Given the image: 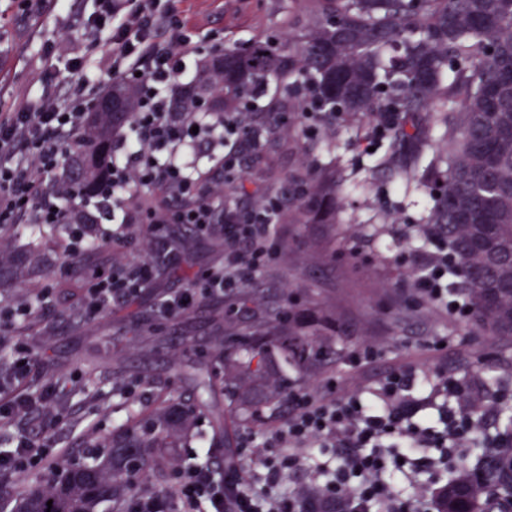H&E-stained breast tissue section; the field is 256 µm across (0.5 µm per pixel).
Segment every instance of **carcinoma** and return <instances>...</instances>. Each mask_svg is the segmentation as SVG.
Here are the masks:
<instances>
[{
  "mask_svg": "<svg viewBox=\"0 0 512 512\" xmlns=\"http://www.w3.org/2000/svg\"><path fill=\"white\" fill-rule=\"evenodd\" d=\"M271 35L208 57L190 82L173 83L169 111L237 116L252 153L300 150L301 168L281 185L230 186L224 203L279 201L278 221L336 223V165L315 161L311 128L289 132L301 115L330 130L367 121L363 136L388 142L375 167L425 193V238L448 256V293L490 336H512V0H292ZM118 109L95 105L79 125L59 177L68 224H90L87 207L109 176L113 135L137 116L138 89L114 78L103 92ZM35 250L0 261V286L43 278ZM222 370L187 373L190 393H160L146 414L106 437H82L19 497L0 496V512H139L191 459L189 436L208 420L213 447L231 452L233 416L212 411L217 390L235 387L255 419L284 397L288 373L307 370L321 346L295 317L271 311L242 335L233 353L215 345ZM500 427L476 439L470 462L449 468L435 490L438 512H512V396L497 397ZM52 506H47V502Z\"/></svg>",
  "mask_w": 512,
  "mask_h": 512,
  "instance_id": "obj_1",
  "label": "carcinoma"
}]
</instances>
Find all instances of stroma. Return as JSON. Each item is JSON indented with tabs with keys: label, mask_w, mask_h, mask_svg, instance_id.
I'll return each mask as SVG.
<instances>
[{
	"label": "stroma",
	"mask_w": 512,
	"mask_h": 512,
	"mask_svg": "<svg viewBox=\"0 0 512 512\" xmlns=\"http://www.w3.org/2000/svg\"><path fill=\"white\" fill-rule=\"evenodd\" d=\"M288 3L173 0L172 6L186 30L209 52L247 44ZM94 10V0H78L68 12L36 8L33 0H0V113L14 111L23 99L45 89H59L70 59L84 58L92 67L105 69L112 46L89 40ZM335 139L336 179L343 198L335 223L280 225L285 257L259 275L250 287L249 310L238 315H230L224 299L207 298L177 320L162 322L154 316L164 291L188 287L192 275L219 260L221 240L196 238L190 260L163 273L134 304L91 319L79 314L85 285L79 267L93 264L111 270V245L84 253L78 268L64 275L60 269L70 260L65 231L39 241L53 264L51 273L39 285L18 281L0 292V302L36 301L40 295L45 301L5 338L31 348L40 361L36 377L43 383L73 378L82 382L93 374L107 394L95 403L83 393L73 394L79 410L54 432L58 448L71 447L87 423L108 433L126 421V412L108 397L115 386H135L133 403L140 411L157 390L178 398L184 391L176 372L179 363L210 361L213 336L234 335L267 306L282 302L295 313L332 316L346 353H353L364 340L377 341L383 356L368 369L375 378L413 357L415 345L428 336L448 339L446 350L422 359L431 373L448 366L454 368L455 379L466 378V370L456 365L463 354L483 368L512 373V340L487 335L465 317L445 315L413 300L406 273L424 250L417 234L420 208L403 198L393 179L374 173V161L386 151V144L354 142L348 127L338 128Z\"/></svg>",
	"instance_id": "obj_1"
}]
</instances>
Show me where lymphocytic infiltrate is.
Listing matches in <instances>:
<instances>
[{
  "label": "lymphocytic infiltrate",
  "instance_id": "f902f5d3",
  "mask_svg": "<svg viewBox=\"0 0 512 512\" xmlns=\"http://www.w3.org/2000/svg\"><path fill=\"white\" fill-rule=\"evenodd\" d=\"M94 18L95 35L112 45L106 76L89 74L82 60H71L65 67L63 93L47 91L23 100L15 111L0 114V228L35 221L62 223L64 212L58 201L63 191L53 181L62 164V146L76 134L105 78L135 79L140 109L112 155L104 194L112 205L113 227L102 240L119 247L138 235L144 254L136 261H115L110 276L86 289L82 309L95 315L132 300L155 279L158 265L176 256L171 237L176 224L192 225L200 233L223 234L224 260L198 274L196 287L164 295L158 316L175 319L209 296L237 297L259 272L283 256L274 211L258 214L210 199L188 210L172 198L140 211L130 205L129 190L136 183L154 188L177 183L193 189L194 181L178 155L197 137L206 139L212 152L223 159L225 172L239 170L246 128L228 117L221 129H214L201 112L187 122L174 123L167 89L198 48L170 0H97ZM447 280V268L429 252L410 268L408 288L418 303L459 310V303L448 300ZM34 364L33 353L23 345L14 346L0 361V423L18 426L9 447L0 448L1 474L40 468L57 453L47 433L57 428L64 413L58 404L59 387L46 386L35 399L28 396L26 385ZM431 388L445 397L458 392L452 380L435 385L429 377L413 376L408 368L389 371L374 382L358 380L354 390L337 391L328 398L289 387L288 412L265 437L266 477L276 485L299 473L303 449H334L331 478L321 486L320 499H311L301 481L289 492L287 503L258 498L245 489L237 468L221 479L203 467L178 474V494L187 506L202 504L208 512H319L325 503L336 506L338 512H369L375 503L379 512H434L427 487L417 488L410 501L393 496L383 477L382 454L392 442L411 455L430 442L443 449L457 448L480 435L479 423L457 406L442 408L436 427L417 418L411 393ZM31 423L45 431V438L30 437L27 426Z\"/></svg>",
  "mask_w": 512,
  "mask_h": 512
}]
</instances>
